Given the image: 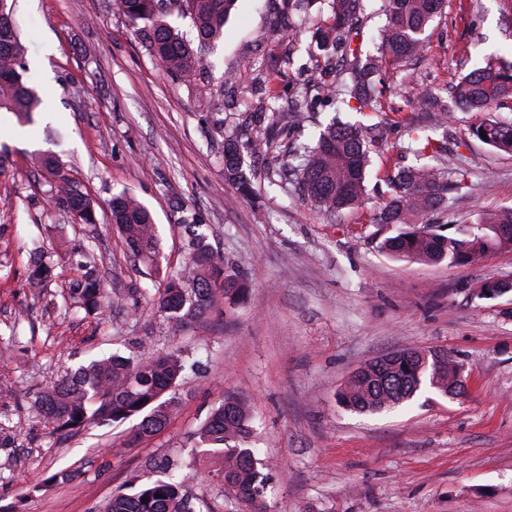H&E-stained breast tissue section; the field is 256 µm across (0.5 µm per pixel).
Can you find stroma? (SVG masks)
Instances as JSON below:
<instances>
[{
  "label": "stroma",
  "instance_id": "35a3bbf8",
  "mask_svg": "<svg viewBox=\"0 0 512 512\" xmlns=\"http://www.w3.org/2000/svg\"><path fill=\"white\" fill-rule=\"evenodd\" d=\"M14 17L42 111L29 124L0 116V378L30 393L18 407L0 402L13 426L0 438V507L98 512L147 461L174 455L207 470L193 433L233 394L250 404V444L270 467L267 512H512V292L477 294L484 281L512 279V250L462 266L396 260L381 252L375 222L401 147L429 125L410 99L512 44V0H446L414 82L382 72L388 149L371 158L368 201L331 217L298 187L269 184L265 156L245 157L254 196L224 179L225 140L263 134L267 94L289 108L324 65L308 50L310 34L290 31L300 20L292 0H238L223 40L199 45L201 68L187 79L157 64L118 0H14ZM311 114L308 139L333 119L370 121L324 94ZM471 120L448 115V148L471 185L449 197L436 216L443 224L512 209V156L469 137ZM45 151L95 200L96 223H74L50 197L38 165ZM123 192L151 211L167 272L184 262L183 210L199 212L243 299L171 330L157 312L158 279L111 224L112 198ZM36 241L58 261L39 291L26 281ZM82 243L112 291L104 317L64 308ZM142 338L207 366L180 386L169 424L139 442L134 418L46 436L33 395L91 358L129 354ZM402 349L447 350L464 365L465 393L425 387L381 413L339 405L356 369ZM60 470L71 478L48 482Z\"/></svg>",
  "mask_w": 512,
  "mask_h": 512
}]
</instances>
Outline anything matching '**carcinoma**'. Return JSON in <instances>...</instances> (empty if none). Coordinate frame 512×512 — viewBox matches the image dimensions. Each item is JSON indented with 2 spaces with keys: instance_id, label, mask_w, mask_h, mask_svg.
I'll use <instances>...</instances> for the list:
<instances>
[{
  "instance_id": "cac0c4a2",
  "label": "carcinoma",
  "mask_w": 512,
  "mask_h": 512,
  "mask_svg": "<svg viewBox=\"0 0 512 512\" xmlns=\"http://www.w3.org/2000/svg\"><path fill=\"white\" fill-rule=\"evenodd\" d=\"M387 21L379 32L378 55L362 58L350 52L338 89L355 101L359 112H381L383 91L377 74L397 70L427 53V30L441 12L444 0H387ZM236 0H121L130 24L142 43L168 74L189 77L200 67L192 43L170 26L167 18L178 15L190 19L199 43H215L224 38L226 23ZM362 0H331V15L319 26L317 47L330 51L359 36L353 22L358 19ZM22 44L13 18V4L0 0V113L27 119L37 111L40 99L22 74ZM460 107L475 115L468 135L492 150L512 154V123L497 118L512 112V49L498 51L486 65L460 77L451 89L418 93L411 100L415 112L432 118V128L440 137L414 139L408 147L414 162L397 169L387 179L378 224L396 225L400 231L384 238L379 248L407 261L432 264L446 261L454 265L477 262L490 252L512 249V209L483 215L479 222L460 225L452 233L432 226L423 217L444 207L448 196L466 187V170L448 152V111ZM269 134L253 141L252 149L271 156L272 171L285 172L280 162L281 145L272 133L280 128L279 108L265 110ZM486 137H481L480 131ZM387 139L382 124L369 126L331 122L312 144L300 143L292 156L300 160L297 183L327 214L358 208L367 200L366 176L371 154L385 150ZM51 197L70 211L80 224L96 223L95 202L80 185L60 174L59 159L50 153L39 158ZM224 179L237 185L241 193L255 192L253 173L244 167V158L235 142L224 144ZM112 223L117 226L128 249L153 273H160V237L147 207L135 196L120 194L112 199ZM183 223L191 236L187 260L181 271L163 278L157 309L168 323L178 326L219 303L233 301L244 291L243 284L226 273L224 256L200 232L202 216L185 211ZM80 278L73 280L68 297L87 313L102 312L110 296L98 279L88 249L81 250ZM52 255L35 248L28 270L33 288H42L53 276ZM426 354L401 350L377 357L352 375L337 394L338 403L353 411L378 413L411 399L427 383L442 396L464 388L463 370L456 360L441 352L439 362L421 368ZM186 368L182 353L157 354L140 343L134 355L112 353L91 360L69 372L62 380L39 392L34 400L49 434L64 436L76 432L89 421L122 422L140 416L137 436L149 438L163 429L178 405L176 389ZM254 418L249 405L237 396H228L194 432L202 453L216 461L209 472L220 497L234 500L240 512H259L268 483L266 466L248 447ZM158 464L129 479L134 493L122 490L112 495L100 512H197L191 486L198 471H184L182 463L167 460L164 478H153Z\"/></svg>"
}]
</instances>
